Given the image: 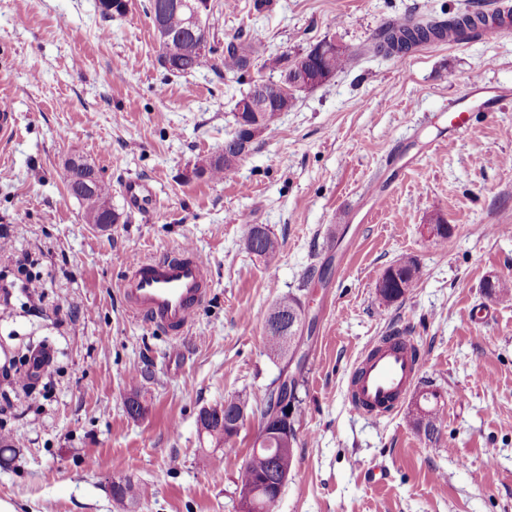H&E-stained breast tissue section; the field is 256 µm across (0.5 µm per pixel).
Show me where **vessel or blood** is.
I'll return each mask as SVG.
<instances>
[{"mask_svg":"<svg viewBox=\"0 0 512 512\" xmlns=\"http://www.w3.org/2000/svg\"><path fill=\"white\" fill-rule=\"evenodd\" d=\"M483 36L491 40L512 29V8L494 6ZM495 91L483 78L469 82L468 92L448 109V132L470 128L471 103H490ZM210 267L190 244L174 251L133 261L122 281L121 296L137 316L172 338L185 335L209 295ZM425 358L403 336H381L359 357L348 382V401L360 415L378 420L397 411L417 380Z\"/></svg>","mask_w":512,"mask_h":512,"instance_id":"b4317fda","label":"vessel or blood"}]
</instances>
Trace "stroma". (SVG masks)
<instances>
[{"mask_svg":"<svg viewBox=\"0 0 512 512\" xmlns=\"http://www.w3.org/2000/svg\"><path fill=\"white\" fill-rule=\"evenodd\" d=\"M491 0H212L221 37L252 39L242 75L179 76L159 61L145 0L103 18L99 0H0V93L16 114L0 143V365L47 349L29 393L0 399V500L16 512H240L238 476L260 430L202 438V409L235 396L263 402L283 363L264 346L265 316L284 295L305 311L295 466L271 512H512V30L494 41L374 52L386 22L459 16ZM332 39L354 64L298 92L238 163L199 170L234 131L253 84L278 80L268 57ZM482 76L509 97L449 140L448 106ZM82 157L112 186L117 223H87L64 180ZM153 193L134 208L126 183ZM388 185L369 212L366 186ZM442 221L448 238L429 235ZM262 225L281 244L275 266L246 249ZM192 243L211 293L188 333L165 335L129 311L119 284L133 258ZM419 279L386 303L375 288L405 258ZM42 285L29 297L30 282ZM401 333L426 358L392 416L371 421L346 398L375 338ZM444 425L414 419L429 393ZM138 396L144 411L131 416ZM138 487L118 504L116 483Z\"/></svg>","mask_w":512,"mask_h":512,"instance_id":"obj_1","label":"stroma"}]
</instances>
